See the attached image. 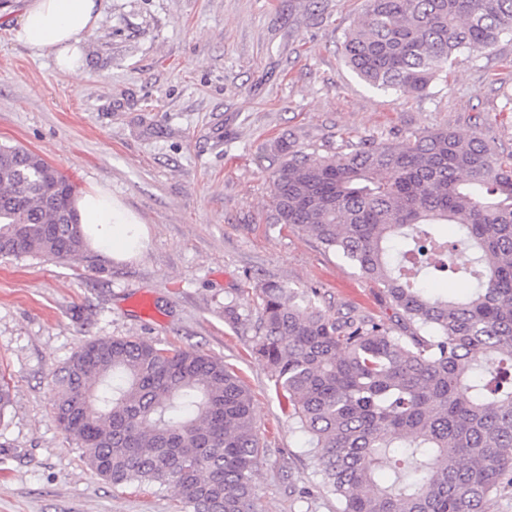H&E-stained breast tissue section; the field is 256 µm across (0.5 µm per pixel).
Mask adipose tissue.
I'll list each match as a JSON object with an SVG mask.
<instances>
[{
  "mask_svg": "<svg viewBox=\"0 0 512 512\" xmlns=\"http://www.w3.org/2000/svg\"><path fill=\"white\" fill-rule=\"evenodd\" d=\"M100 18L97 0H31L16 32L19 42L34 55L51 53L59 70L79 75L81 38L93 30ZM80 223L94 247L125 259L138 233L135 220L111 192L94 186L73 200Z\"/></svg>",
  "mask_w": 512,
  "mask_h": 512,
  "instance_id": "1",
  "label": "adipose tissue"
}]
</instances>
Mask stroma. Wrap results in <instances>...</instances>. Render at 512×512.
<instances>
[{"mask_svg": "<svg viewBox=\"0 0 512 512\" xmlns=\"http://www.w3.org/2000/svg\"><path fill=\"white\" fill-rule=\"evenodd\" d=\"M29 0H0V144L75 188L111 190L144 224L124 260L0 256V512H183L176 489L115 486L57 428L54 379L81 343L139 337L222 358L254 399L264 512H339L310 436L288 418L259 336L255 283L315 288L326 313L394 324L378 286L303 232L265 221L278 141L325 151L448 129L512 154V36L429 92L368 88L344 63L364 0H100L81 77L14 38ZM235 304L238 320L224 316ZM306 486L308 497L294 489Z\"/></svg>", "mask_w": 512, "mask_h": 512, "instance_id": "obj_1", "label": "stroma"}]
</instances>
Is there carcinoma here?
Here are the masks:
<instances>
[{
    "label": "carcinoma",
    "instance_id": "carcinoma-1",
    "mask_svg": "<svg viewBox=\"0 0 512 512\" xmlns=\"http://www.w3.org/2000/svg\"><path fill=\"white\" fill-rule=\"evenodd\" d=\"M512 35V0H365L343 42L370 88L425 93ZM266 221L305 232L380 286L400 331L329 315L314 288L258 284L255 352L339 512H488L512 490V156L446 129L349 151L277 144ZM72 185L0 145V255L76 259ZM472 285L459 298L430 287ZM53 414L115 486L175 488L186 512H258L252 396L224 361L134 337L79 345Z\"/></svg>",
    "mask_w": 512,
    "mask_h": 512
}]
</instances>
